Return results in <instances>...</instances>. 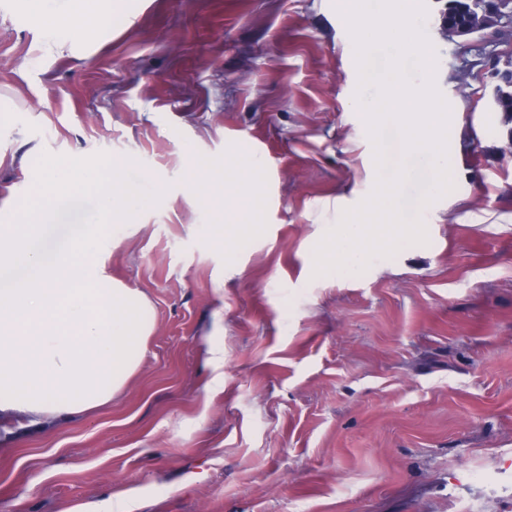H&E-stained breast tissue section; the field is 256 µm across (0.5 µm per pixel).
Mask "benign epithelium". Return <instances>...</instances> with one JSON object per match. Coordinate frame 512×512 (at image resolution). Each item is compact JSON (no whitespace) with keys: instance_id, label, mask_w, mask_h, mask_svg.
Returning <instances> with one entry per match:
<instances>
[{"instance_id":"obj_1","label":"benign epithelium","mask_w":512,"mask_h":512,"mask_svg":"<svg viewBox=\"0 0 512 512\" xmlns=\"http://www.w3.org/2000/svg\"><path fill=\"white\" fill-rule=\"evenodd\" d=\"M439 29L448 39L456 42L464 52L471 50V39L479 35L492 46L482 53V63L494 69L497 84L494 89L495 111L502 112L507 101L504 91L512 87V46L500 48L502 36L512 32V0H477L473 3L467 22L460 23L454 18V3L440 15Z\"/></svg>"}]
</instances>
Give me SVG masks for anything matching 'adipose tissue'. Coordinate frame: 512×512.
<instances>
[{
  "label": "adipose tissue",
  "mask_w": 512,
  "mask_h": 512,
  "mask_svg": "<svg viewBox=\"0 0 512 512\" xmlns=\"http://www.w3.org/2000/svg\"><path fill=\"white\" fill-rule=\"evenodd\" d=\"M46 30L87 40L127 0H23ZM89 163L44 158L30 208L0 225V433L44 429L111 403L136 372L153 332L149 299L106 275L98 249L104 223L143 203L113 165L98 205L70 242L48 245L37 219L76 187Z\"/></svg>",
  "instance_id": "ef3b65f1"
}]
</instances>
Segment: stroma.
<instances>
[{"label":"stroma","mask_w":512,"mask_h":512,"mask_svg":"<svg viewBox=\"0 0 512 512\" xmlns=\"http://www.w3.org/2000/svg\"><path fill=\"white\" fill-rule=\"evenodd\" d=\"M447 3L426 0L425 31L465 107L453 188L416 211L414 158L401 199L428 241L318 276L315 246L377 175L337 0H132L66 58L0 0V225L42 157L126 162L149 201L101 248L154 324L111 405L0 435V512L127 491L131 512H512V128L488 72L459 79ZM243 151L260 222L227 244L231 202L195 200L191 166ZM95 207L80 188L49 222L64 237Z\"/></svg>","instance_id":"35a3bbf8"}]
</instances>
